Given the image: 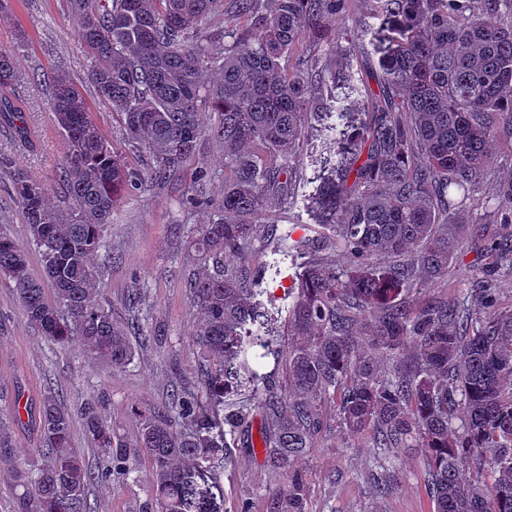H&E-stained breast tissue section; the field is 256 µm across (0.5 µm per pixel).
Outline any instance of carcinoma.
Returning <instances> with one entry per match:
<instances>
[{
  "mask_svg": "<svg viewBox=\"0 0 512 512\" xmlns=\"http://www.w3.org/2000/svg\"><path fill=\"white\" fill-rule=\"evenodd\" d=\"M359 2L361 12L351 0H231L246 26L226 21L216 41L203 30L224 0H68L98 99L152 159L146 184H173L205 133L204 106L218 113L210 132L231 173L211 220L192 231L205 397L185 387L140 412L137 447L152 463L158 512H217L224 484L213 464L257 412L264 462L286 477L278 512H304L297 464L330 427L328 402L338 428L367 437L376 458L420 449L435 512H512V308L499 288L512 280V243L484 244L490 262L476 287L422 295L472 244L448 213L475 199L491 143L512 135V0ZM348 15L354 39L344 46L336 21ZM366 43L374 88L357 61ZM290 56L298 65L286 73ZM22 81L0 49V124L26 140ZM48 108L66 141L68 205L0 160L42 262L36 278L27 250L0 231V279L44 336L75 339L122 369L136 354L130 332L148 343L153 327L136 292L129 322L102 303L91 259L136 176L63 73ZM323 130L333 133L330 159L305 209L321 236L294 246L285 353L249 250L262 230L279 243L263 216L271 198L293 199L303 180L295 160ZM495 196L497 221L512 224V183ZM259 358L284 366L286 389ZM102 410L85 403V434L106 457L102 475H128L136 461L116 452ZM30 418L43 447L10 467L14 512H93L95 476L72 446L70 412L50 393Z\"/></svg>",
  "mask_w": 512,
  "mask_h": 512,
  "instance_id": "obj_1",
  "label": "carcinoma"
}]
</instances>
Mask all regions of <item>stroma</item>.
<instances>
[{
  "label": "stroma",
  "instance_id": "obj_1",
  "mask_svg": "<svg viewBox=\"0 0 512 512\" xmlns=\"http://www.w3.org/2000/svg\"><path fill=\"white\" fill-rule=\"evenodd\" d=\"M77 21L66 0H13L8 17L0 19V48L12 50L24 76L20 93L28 101L33 146L16 141L0 125V154L12 159L34 180L54 186L56 199L64 188L56 183L66 145L47 106L51 92L47 77L64 71L81 90L94 120L132 169L146 172L148 158L125 140L120 118L111 105L99 101L88 78L89 61L76 35ZM208 172L204 188L210 206L185 209L179 193L196 185L199 171ZM177 189L146 188L126 194L113 212L108 247L99 252L97 288L116 312H125L131 293L152 320L155 337L139 346L133 361L114 370L88 358L78 341H50L24 314L12 289L0 280V419L12 425V448L0 456V474L12 462L33 458L41 447L39 434L13 422V405L38 407L48 393L59 396L73 411V441L86 461L99 465L97 449L86 438L76 412L90 399L103 401L113 435L134 448L141 428L140 411L161 404L173 389L197 385L202 356L193 347L191 333L198 321L188 278L198 260L191 231L210 217L212 203L224 193L223 150L202 135L194 157L181 170ZM253 263L263 270L262 288L278 302L288 300L283 282L295 270L278 250L257 237L250 250ZM393 484L388 493L376 487L381 471ZM306 486L305 512H434L425 468L417 450L398 451L381 466L363 439L339 428L323 432L315 448L301 461ZM152 467L139 453L135 472L93 483L89 499L95 512H157ZM224 504L221 512H273V493L282 481L264 462L261 448L235 446L221 467Z\"/></svg>",
  "mask_w": 512,
  "mask_h": 512
}]
</instances>
